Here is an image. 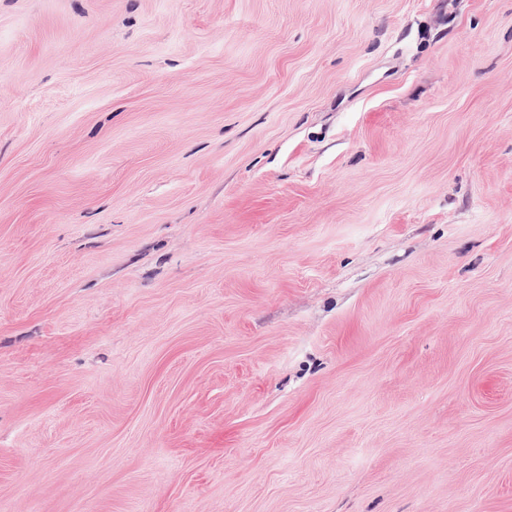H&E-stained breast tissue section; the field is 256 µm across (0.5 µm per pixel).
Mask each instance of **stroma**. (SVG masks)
Returning <instances> with one entry per match:
<instances>
[{"label": "stroma", "mask_w": 512, "mask_h": 512, "mask_svg": "<svg viewBox=\"0 0 512 512\" xmlns=\"http://www.w3.org/2000/svg\"><path fill=\"white\" fill-rule=\"evenodd\" d=\"M0 512H512V0H0Z\"/></svg>", "instance_id": "obj_1"}]
</instances>
